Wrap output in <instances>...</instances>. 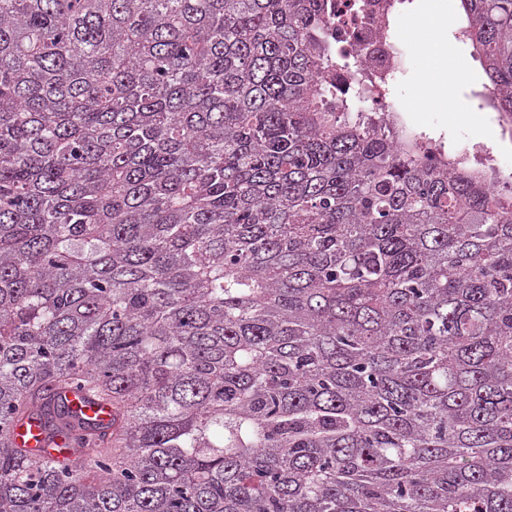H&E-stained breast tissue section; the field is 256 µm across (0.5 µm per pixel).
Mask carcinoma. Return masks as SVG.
<instances>
[{
    "label": "carcinoma",
    "mask_w": 512,
    "mask_h": 512,
    "mask_svg": "<svg viewBox=\"0 0 512 512\" xmlns=\"http://www.w3.org/2000/svg\"><path fill=\"white\" fill-rule=\"evenodd\" d=\"M461 2L512 117V0ZM333 24L0 0V512H512V199L329 84ZM70 400V405L73 411L86 422L92 424H101L106 423L110 418V411L106 408H98L97 406L83 403L78 399H74L73 397H70ZM14 438L20 443H25L28 448H48L49 434L37 422L18 427L13 432Z\"/></svg>",
    "instance_id": "obj_1"
}]
</instances>
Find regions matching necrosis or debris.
Returning <instances> with one entry per match:
<instances>
[{
  "instance_id": "obj_1",
  "label": "necrosis or debris",
  "mask_w": 512,
  "mask_h": 512,
  "mask_svg": "<svg viewBox=\"0 0 512 512\" xmlns=\"http://www.w3.org/2000/svg\"><path fill=\"white\" fill-rule=\"evenodd\" d=\"M350 2L334 0V48L346 63L336 75L337 82L346 85L348 94L363 92L367 110L381 113L395 123L401 137L417 135L411 104L390 95L391 84L406 64L403 41L396 29L406 0H362L365 9L361 12L350 10ZM434 144L438 153L461 159L484 174L493 188H512V150L479 144L461 148L441 138L435 139Z\"/></svg>"
}]
</instances>
